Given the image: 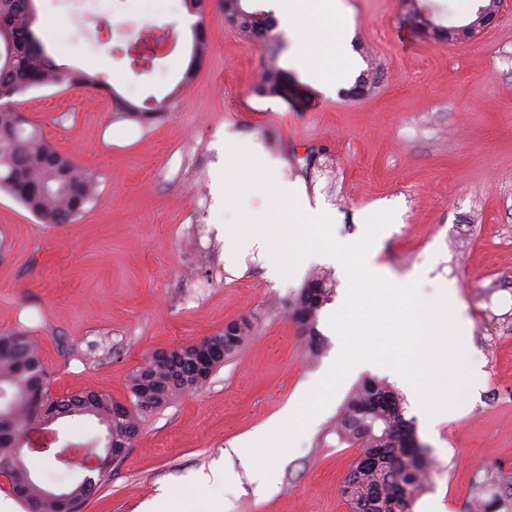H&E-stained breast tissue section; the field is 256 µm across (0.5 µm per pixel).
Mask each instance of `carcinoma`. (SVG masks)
Instances as JSON below:
<instances>
[{
    "label": "carcinoma",
    "instance_id": "carcinoma-1",
    "mask_svg": "<svg viewBox=\"0 0 512 512\" xmlns=\"http://www.w3.org/2000/svg\"><path fill=\"white\" fill-rule=\"evenodd\" d=\"M209 0H190L201 21L193 35L191 61L176 88L166 99H147L136 105L118 95L115 111L121 118L150 124L166 111L165 100H173L190 86L198 66L208 53L203 18ZM225 16L234 19L240 30L254 38L269 32V20L258 12L246 11L241 0H217ZM36 17L30 15L24 0H0V191L6 192L44 224H67L87 210L98 192L95 175L58 153L18 107V97L31 90L62 86L101 89L104 77L56 63L36 31ZM329 278L310 276L291 306V315L312 351L323 348L317 330L319 312L331 298ZM234 355L251 331L249 321L229 323ZM224 335L211 336L175 350L161 364L151 358L132 371L128 382L129 411L121 410L111 396L95 391L57 397L38 347L22 332L0 334V464L19 458L24 438L31 426L41 420L63 417H90L105 427V444L130 448L138 437L143 416L171 404L186 391L204 385L196 368L201 357H211L214 366L224 363L219 342ZM402 393L385 378L365 377L353 387L336 416L337 442L357 447L370 463L355 461L341 487L350 512H413L431 479L429 451L414 448V422L405 418ZM87 455L98 460L97 477L86 475L72 485L74 501L66 504L48 495L33 481L19 491L26 512H73L89 500L105 482L112 460L88 448Z\"/></svg>",
    "mask_w": 512,
    "mask_h": 512
}]
</instances>
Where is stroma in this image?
<instances>
[{
  "mask_svg": "<svg viewBox=\"0 0 512 512\" xmlns=\"http://www.w3.org/2000/svg\"><path fill=\"white\" fill-rule=\"evenodd\" d=\"M346 44L368 77L324 92L303 73L280 22L267 42L205 17L209 52L194 84L149 125L114 117L96 91L49 87L19 107L61 154L96 174V200L68 224H44L0 192V334L38 343L57 396L86 390L128 397L129 373L155 350L190 344L247 319L248 341L201 389L150 413L133 448L77 512H349L341 487L359 455L330 428L363 372L283 453L270 476L225 457L250 433L274 431L288 404L330 369L339 338L320 311L324 348L310 356L290 315L315 270L335 292L346 274L312 259L271 280L257 254H229L224 226V135L245 136L278 159L285 178L320 203L342 242L368 215L394 209L374 261L421 279L434 300L454 288L468 323L465 361L477 383L460 408L431 418L412 391L405 416L430 450L431 482L414 512H466L474 498L512 512V0L475 39L443 31L485 0H345ZM35 30L59 64L106 77L127 100L167 95L187 68L197 20L187 0H36ZM156 29L170 40L152 69L135 73L121 50ZM275 70L281 95L256 93ZM496 469L502 484L483 483ZM232 470L214 482V471Z\"/></svg>",
  "mask_w": 512,
  "mask_h": 512,
  "instance_id": "stroma-1",
  "label": "stroma"
}]
</instances>
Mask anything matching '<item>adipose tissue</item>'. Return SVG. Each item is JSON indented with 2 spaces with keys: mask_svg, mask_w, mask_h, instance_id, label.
Instances as JSON below:
<instances>
[{
  "mask_svg": "<svg viewBox=\"0 0 512 512\" xmlns=\"http://www.w3.org/2000/svg\"><path fill=\"white\" fill-rule=\"evenodd\" d=\"M300 62L324 86L344 79L354 62L345 50L350 24L339 0H272Z\"/></svg>",
  "mask_w": 512,
  "mask_h": 512,
  "instance_id": "1",
  "label": "adipose tissue"
}]
</instances>
